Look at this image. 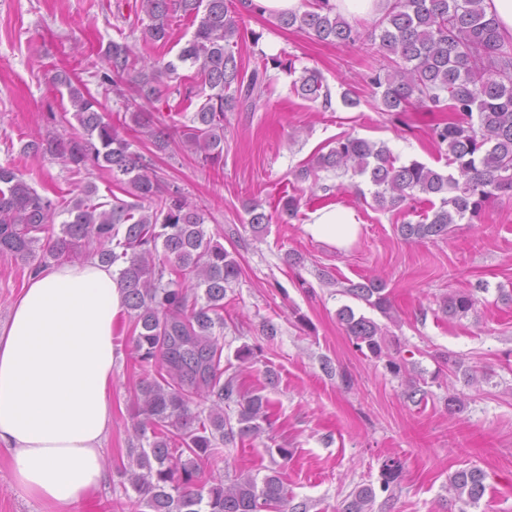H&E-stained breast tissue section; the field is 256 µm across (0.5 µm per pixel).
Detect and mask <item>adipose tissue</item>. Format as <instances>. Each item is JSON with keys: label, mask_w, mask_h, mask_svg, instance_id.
<instances>
[{"label": "adipose tissue", "mask_w": 512, "mask_h": 512, "mask_svg": "<svg viewBox=\"0 0 512 512\" xmlns=\"http://www.w3.org/2000/svg\"><path fill=\"white\" fill-rule=\"evenodd\" d=\"M362 224L336 204L304 230L349 248ZM124 310L111 267L89 258L31 274L0 322V447L17 489L49 512H69L107 480L116 328Z\"/></svg>", "instance_id": "adipose-tissue-1"}]
</instances>
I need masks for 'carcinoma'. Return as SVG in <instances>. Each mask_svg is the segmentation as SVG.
<instances>
[{
	"label": "carcinoma",
	"instance_id": "obj_1",
	"mask_svg": "<svg viewBox=\"0 0 512 512\" xmlns=\"http://www.w3.org/2000/svg\"><path fill=\"white\" fill-rule=\"evenodd\" d=\"M137 28L144 40L167 44L174 18L195 29L168 61H147L125 39L112 40L103 65L92 63L99 84L112 87L130 120L112 119L88 89L72 84L63 70L56 82L67 88L73 118L80 131L70 132L67 113L51 115L62 127L38 135L20 148L25 156H49L79 174L90 167L109 172L127 196L112 207L90 203L93 183L70 201L55 192L33 188L19 171L0 165V259L20 261L36 272L53 262L80 260L84 249L108 266L118 267L117 283L133 329V352L145 377L134 391L133 430L143 440L132 450L128 482L136 494L137 512H288V486L277 469L262 479L240 475L226 483H201V465L222 455V445L253 440L270 430V400L259 391H244L237 375H224V298L242 273L224 246L206 235L203 209L191 203L175 184L163 186L139 147L158 151L176 144L195 159L215 166L224 152V118L240 108L255 110L261 101L268 68L284 64L264 58L247 73L233 46L240 37L237 11L227 0H141ZM281 28H294L317 40L347 47L361 39L355 25L332 12L327 0H308L306 10L276 17ZM378 51L389 61L368 77L380 109L397 114L411 108L453 113L431 128L432 140L448 156L454 172L443 173L418 161L396 164L388 147L364 138L339 137L326 152L314 155L298 178H318L321 171H353L375 187L373 199L393 210L417 195L440 204L432 215L397 226L406 241L448 235L450 225L480 217L491 198L512 193V41L505 40L484 0H391L371 31ZM196 68L201 84L179 70ZM297 96L331 106L332 93L320 71L304 69L294 80ZM175 95L184 109L200 99L187 123L156 124L143 108L162 96ZM300 200L283 195L275 212L286 221L297 215ZM253 233L268 228L272 215L254 202L245 206ZM67 218L55 229L61 215ZM343 293L391 317L386 283L367 279ZM468 290L449 293L441 310L461 319L474 310ZM354 348L374 359L387 358L398 376L403 360L389 354L387 336L373 319L339 309ZM235 409V416L229 410ZM401 464L385 461L380 489L393 491ZM486 475L472 467L456 472L449 491L462 503L458 512L477 504L485 493ZM376 493L361 486L349 495L341 512H370Z\"/></svg>",
	"mask_w": 512,
	"mask_h": 512
}]
</instances>
